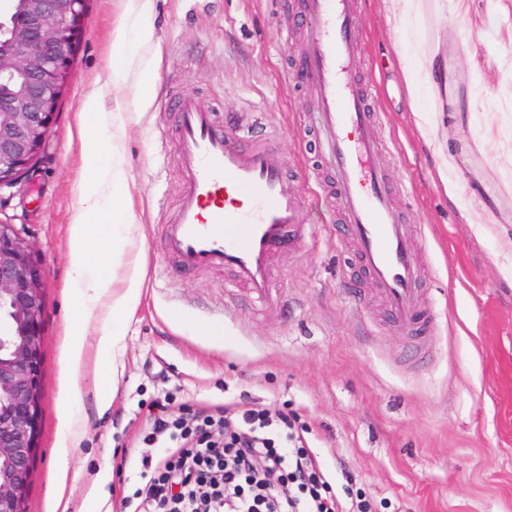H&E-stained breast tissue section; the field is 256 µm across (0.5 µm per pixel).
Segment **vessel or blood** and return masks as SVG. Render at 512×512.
Masks as SVG:
<instances>
[{"mask_svg":"<svg viewBox=\"0 0 512 512\" xmlns=\"http://www.w3.org/2000/svg\"><path fill=\"white\" fill-rule=\"evenodd\" d=\"M296 22L308 43L303 70L315 149L335 180L347 235L388 315L411 335L427 333L435 315L423 305L416 238L393 205L395 188L374 136L378 115L349 73L360 34L358 2L305 0ZM174 106L185 187L162 227L164 247L181 270H231L255 300H266L272 255L303 233L288 172L268 146L253 144L251 129L218 126L191 98Z\"/></svg>","mask_w":512,"mask_h":512,"instance_id":"1","label":"vessel or blood"}]
</instances>
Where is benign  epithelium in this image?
Listing matches in <instances>:
<instances>
[{
	"instance_id": "benign-epithelium-1",
	"label": "benign epithelium",
	"mask_w": 512,
	"mask_h": 512,
	"mask_svg": "<svg viewBox=\"0 0 512 512\" xmlns=\"http://www.w3.org/2000/svg\"><path fill=\"white\" fill-rule=\"evenodd\" d=\"M0 15V190L25 189L48 149L87 0H10ZM46 283L35 246L0 221V512H25L44 403Z\"/></svg>"
}]
</instances>
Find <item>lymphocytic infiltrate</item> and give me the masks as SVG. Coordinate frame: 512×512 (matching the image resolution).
Instances as JSON below:
<instances>
[{
    "label": "lymphocytic infiltrate",
    "instance_id": "1",
    "mask_svg": "<svg viewBox=\"0 0 512 512\" xmlns=\"http://www.w3.org/2000/svg\"><path fill=\"white\" fill-rule=\"evenodd\" d=\"M151 478L123 512H363L343 510L316 454L288 416L238 406L206 417L159 411L144 437Z\"/></svg>",
    "mask_w": 512,
    "mask_h": 512
}]
</instances>
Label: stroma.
<instances>
[{
    "instance_id": "stroma-1",
    "label": "stroma",
    "mask_w": 512,
    "mask_h": 512,
    "mask_svg": "<svg viewBox=\"0 0 512 512\" xmlns=\"http://www.w3.org/2000/svg\"><path fill=\"white\" fill-rule=\"evenodd\" d=\"M124 8L125 0H89L48 158L29 193L0 203V220L34 242L46 282L44 407L27 512H54L63 468L69 512H83L104 469L101 512H120L141 457L154 453L143 437L156 405L178 415L241 403L294 413L339 499L353 485L371 512H512V0H417L407 19L392 0H359L350 73L375 88L394 204L420 234L421 288L439 313L435 332L417 342L387 315L344 231L329 173L312 167V105L299 76L306 45L291 23L299 0H154L147 51L158 59L156 92L123 141L131 248L145 279L114 398L101 410L92 365L73 369L66 355L68 227L85 96L100 89L113 109L137 93V74L118 89L110 82ZM404 33L471 89L467 111H444L443 86L413 91ZM174 97L220 121H260L288 168L308 234L272 256L265 303L233 287L232 271H182L164 252L161 228L185 186L178 116L166 107ZM173 311L184 325L168 321ZM204 321L223 323L225 343L193 335L191 324ZM75 387L88 421L62 462L59 404Z\"/></svg>"
}]
</instances>
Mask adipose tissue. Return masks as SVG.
Here are the masks:
<instances>
[{
	"label": "adipose tissue",
	"mask_w": 512,
	"mask_h": 512,
	"mask_svg": "<svg viewBox=\"0 0 512 512\" xmlns=\"http://www.w3.org/2000/svg\"><path fill=\"white\" fill-rule=\"evenodd\" d=\"M153 0H126L112 43L111 80L125 83L130 70L139 73L138 95L132 110H106L98 92H91L80 114L84 143L79 204L69 228L71 265L68 289L73 303L68 360L74 367L85 362L84 336L92 317H100L93 371L108 375L126 334V324L141 298L144 273L141 254L129 249L134 215L126 196L129 173L122 141L128 123L153 96L157 67L143 46L153 31L148 24ZM79 391H71L62 406L56 453L67 457L86 426Z\"/></svg>",
	"instance_id": "ef3b65f1"
}]
</instances>
